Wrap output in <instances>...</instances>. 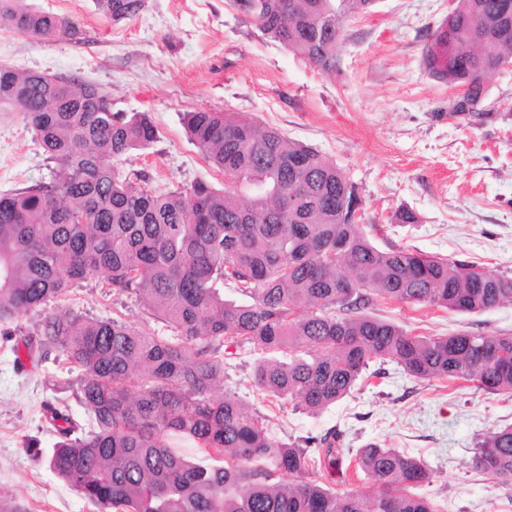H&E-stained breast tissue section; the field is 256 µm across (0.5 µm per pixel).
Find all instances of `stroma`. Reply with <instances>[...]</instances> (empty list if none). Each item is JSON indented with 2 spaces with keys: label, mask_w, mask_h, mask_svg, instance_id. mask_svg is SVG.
<instances>
[{
  "label": "stroma",
  "mask_w": 512,
  "mask_h": 512,
  "mask_svg": "<svg viewBox=\"0 0 512 512\" xmlns=\"http://www.w3.org/2000/svg\"><path fill=\"white\" fill-rule=\"evenodd\" d=\"M25 3L73 19L82 35L13 33L0 42V66L92 81L111 95L113 111L147 114L158 138L120 169L141 172L148 188L222 186L223 174L190 141L184 115L238 112L340 167L363 197L361 222L380 247L396 244L512 274V67L488 83L486 120L449 117L448 104L461 89L431 77L422 53L452 0H377L346 19L338 69L330 75L263 34L232 0H146L140 14L118 23L95 0ZM49 179L33 130L15 107L0 105V194ZM401 208L412 209L418 223H392ZM49 313L118 318L161 336L171 329L102 275L73 285L46 309L0 322V334H12L0 337V496L29 512H96L28 450L30 441L48 450L56 440L45 402L60 399L75 417L85 415L75 398L79 371L65 355L14 362L13 341L36 336ZM372 313L416 336L512 333L510 304L473 316L379 300ZM225 360V387L237 389L277 438L333 430L345 452L369 442L397 448L435 471L424 493L441 512H512V481L469 465L484 434L512 426V396L417 380L388 364L335 406L310 415L278 408L250 387L249 349H234Z\"/></svg>",
  "instance_id": "stroma-1"
}]
</instances>
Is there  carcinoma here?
<instances>
[{"instance_id":"carcinoma-1","label":"carcinoma","mask_w":512,"mask_h":512,"mask_svg":"<svg viewBox=\"0 0 512 512\" xmlns=\"http://www.w3.org/2000/svg\"><path fill=\"white\" fill-rule=\"evenodd\" d=\"M375 0H236L264 34L336 72L342 22ZM118 23L145 0H96ZM448 60L423 51L438 79L485 95L492 59L512 42V0H455ZM0 24L32 37L79 34L75 21L0 0ZM0 104L34 130L49 182L0 195V321L60 299L99 275L135 294L176 336L119 319L49 314L27 355L59 351L80 369L76 398L87 425L45 404L59 437L48 470L99 512H440L419 490L428 465L368 443L351 455L363 492L344 477L338 435L279 440L226 389L215 343L259 354L251 385L317 415L345 398L371 363H394L417 380H463L512 396V335L413 336L368 313L377 300L467 315L512 303V275L399 245L377 246L351 221L356 190L317 150L292 144L244 114H185L190 140L232 178L156 191L118 164L157 140L144 113L112 111L96 83L0 66ZM232 284L245 301L224 298ZM20 346V347H22ZM20 347H14L20 352ZM187 440L189 460L173 441ZM471 466L512 479V427L487 433ZM289 480H276V474Z\"/></svg>"}]
</instances>
